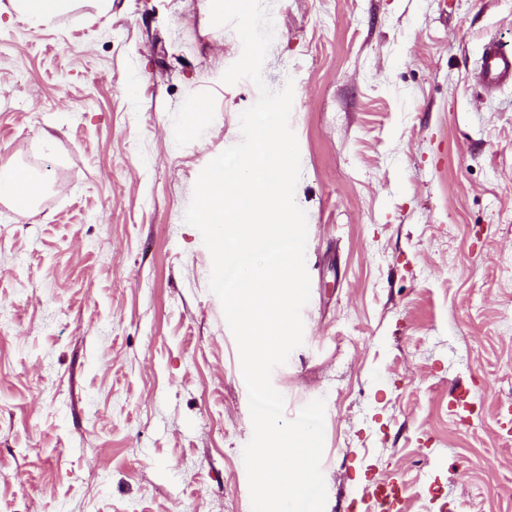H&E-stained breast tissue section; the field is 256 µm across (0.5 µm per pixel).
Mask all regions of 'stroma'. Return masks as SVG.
<instances>
[{"label": "stroma", "instance_id": "stroma-1", "mask_svg": "<svg viewBox=\"0 0 512 512\" xmlns=\"http://www.w3.org/2000/svg\"><path fill=\"white\" fill-rule=\"evenodd\" d=\"M210 3L34 25L0 0V166L47 182L0 200V512H252L239 350L184 221L259 96L223 83L242 47ZM268 5L311 285L272 384L288 420L325 401V512H379L386 478L397 512H512V86L474 79L512 0ZM6 180L0 178V197L7 199L17 212L31 210L32 203L43 193L45 179L30 175L19 167L3 168L2 173H8Z\"/></svg>", "mask_w": 512, "mask_h": 512}]
</instances>
